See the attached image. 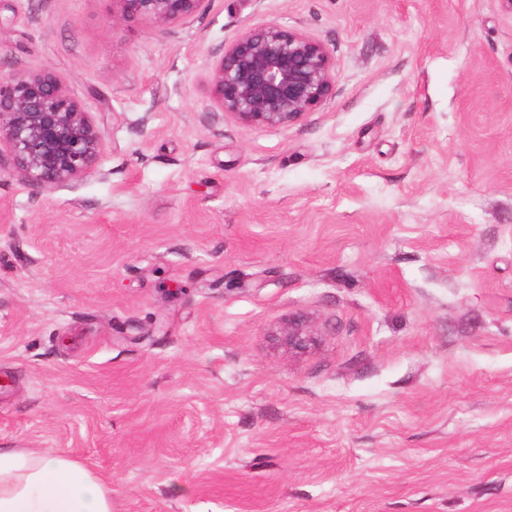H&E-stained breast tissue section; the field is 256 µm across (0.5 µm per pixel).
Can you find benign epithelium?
<instances>
[{"label":"benign epithelium","instance_id":"obj_1","mask_svg":"<svg viewBox=\"0 0 512 512\" xmlns=\"http://www.w3.org/2000/svg\"><path fill=\"white\" fill-rule=\"evenodd\" d=\"M122 13L165 30L205 11L209 0H117ZM330 51L319 40L269 22L244 30L212 65L211 97L224 114L251 128H288L331 94ZM30 185L47 189L95 173L104 148L100 126L51 72L0 77V148ZM291 351L315 342L297 313L277 332Z\"/></svg>","mask_w":512,"mask_h":512}]
</instances>
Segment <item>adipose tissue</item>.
<instances>
[{
	"instance_id": "1",
	"label": "adipose tissue",
	"mask_w": 512,
	"mask_h": 512,
	"mask_svg": "<svg viewBox=\"0 0 512 512\" xmlns=\"http://www.w3.org/2000/svg\"><path fill=\"white\" fill-rule=\"evenodd\" d=\"M0 512H112V494L63 455L0 448Z\"/></svg>"
}]
</instances>
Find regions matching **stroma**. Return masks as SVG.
Instances as JSON below:
<instances>
[{"label":"stroma","instance_id":"35a3bbf8","mask_svg":"<svg viewBox=\"0 0 512 512\" xmlns=\"http://www.w3.org/2000/svg\"><path fill=\"white\" fill-rule=\"evenodd\" d=\"M329 49L286 129L216 112L244 28ZM50 71L96 172L0 159V448L112 512H512V14L500 0H0V75ZM310 316L317 342L275 337ZM123 15L138 16L165 30L205 11L210 0H113ZM276 336L288 350L301 352L315 342L308 316L297 313L288 318L279 328Z\"/></svg>","mask_w":512,"mask_h":512}]
</instances>
